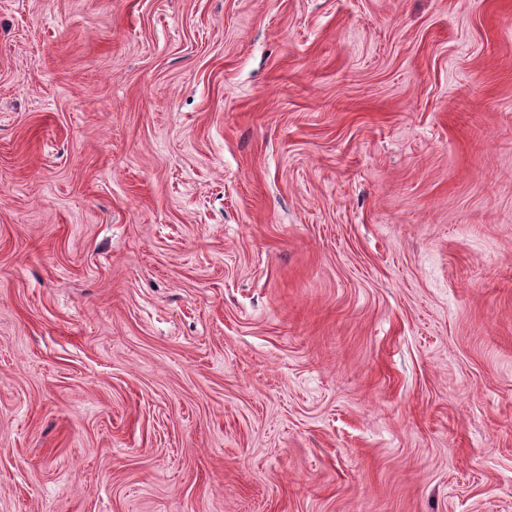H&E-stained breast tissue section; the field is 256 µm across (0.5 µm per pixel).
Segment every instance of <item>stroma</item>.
I'll list each match as a JSON object with an SVG mask.
<instances>
[{
    "label": "stroma",
    "mask_w": 512,
    "mask_h": 512,
    "mask_svg": "<svg viewBox=\"0 0 512 512\" xmlns=\"http://www.w3.org/2000/svg\"><path fill=\"white\" fill-rule=\"evenodd\" d=\"M0 512H512V0H0Z\"/></svg>",
    "instance_id": "stroma-1"
}]
</instances>
